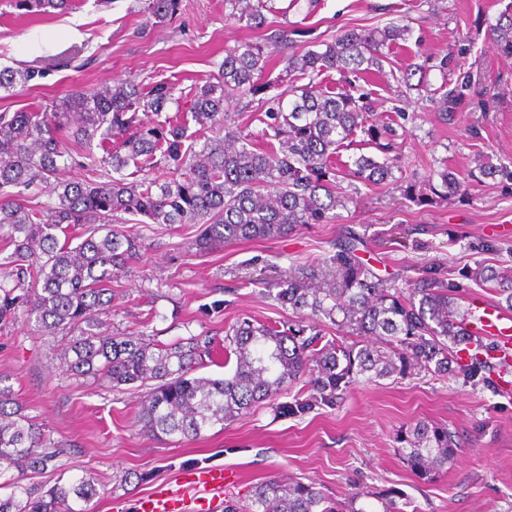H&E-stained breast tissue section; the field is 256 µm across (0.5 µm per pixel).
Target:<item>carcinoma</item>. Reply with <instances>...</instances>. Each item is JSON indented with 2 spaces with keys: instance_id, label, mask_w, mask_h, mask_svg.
Wrapping results in <instances>:
<instances>
[{
  "instance_id": "cac0c4a2",
  "label": "carcinoma",
  "mask_w": 512,
  "mask_h": 512,
  "mask_svg": "<svg viewBox=\"0 0 512 512\" xmlns=\"http://www.w3.org/2000/svg\"><path fill=\"white\" fill-rule=\"evenodd\" d=\"M70 0H15L27 13L65 9ZM180 0H147L148 18L163 23L179 10ZM228 20L253 29L270 27L267 0H224ZM499 55L512 57V2L489 25ZM399 21L382 28L350 29L330 42L318 41L300 52L284 54L282 75L294 86L288 94H270L264 79L273 44L288 43L283 30L262 41L228 49L218 72L201 86L177 89L170 82L144 85L128 77L113 86L65 93L46 108L0 113V329L26 307L38 332L64 338L67 371L76 378L104 376L112 387L144 390L143 427L154 435L197 438L217 425L250 414L255 404L276 398L286 386L304 381L289 402L276 406L299 417L332 408L360 380L445 375L458 362L453 347L476 340L469 330L470 312L460 311L459 285L420 278L403 291L356 255L360 241L337 244L328 271L290 272L266 283L265 292L299 320L282 326L238 322L224 336L222 378L196 376L212 352L213 338L192 336L172 344L113 332L103 320L112 305V282L123 277L140 250L137 240L114 228L139 216L141 224H198L194 246L201 253L245 240L280 238L299 224H330L344 199L336 195L335 157L356 143L373 145L382 157L360 154L346 165L359 182L383 184L394 179V130L377 123L371 93L355 83L380 72L384 62L411 36ZM443 58L435 68L455 76L440 96L437 112L452 120L483 93L461 58ZM334 70L353 77L347 86L321 85ZM38 77L33 69L0 70V88L23 86ZM306 79L308 83L296 85ZM239 96L254 107L263 124L257 135L243 133L224 101ZM170 104L174 118H161ZM198 129L189 131V124ZM97 145L102 156L83 155L81 180H63L77 165L79 148ZM164 165L170 176L157 180L149 172ZM132 172H127L128 168ZM436 195L464 197L466 179L512 183V158L494 164L482 159L467 178L448 169L439 173ZM52 188L55 200L42 204L18 188L36 182ZM65 241H59L58 235ZM462 276L493 282L512 310V274L485 265L468 267ZM332 324L371 343H348L328 336ZM490 361L474 353L466 375L485 379ZM398 454L419 479L446 468L457 454L447 428L418 422L402 429ZM60 453L25 414L8 386H0V479L12 492L0 497V512H86L83 504L99 495L93 479L57 482L39 493L22 484ZM242 510L224 512H368L333 501L312 484L269 480L252 490Z\"/></svg>"
}]
</instances>
